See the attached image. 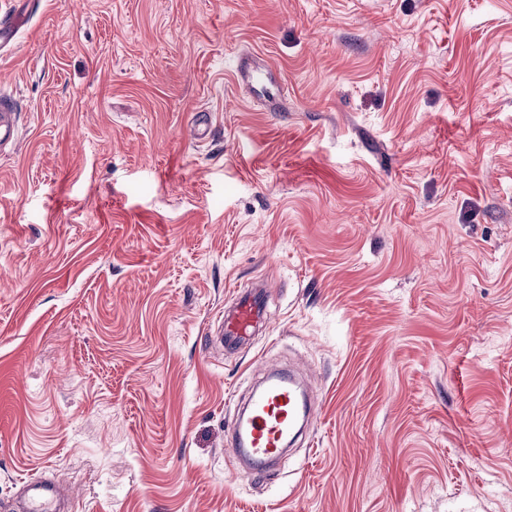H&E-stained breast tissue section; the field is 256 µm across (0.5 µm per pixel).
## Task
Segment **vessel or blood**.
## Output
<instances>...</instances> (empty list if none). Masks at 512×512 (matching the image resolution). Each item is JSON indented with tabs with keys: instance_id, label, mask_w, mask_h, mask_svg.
Instances as JSON below:
<instances>
[{
	"instance_id": "obj_1",
	"label": "vessel or blood",
	"mask_w": 512,
	"mask_h": 512,
	"mask_svg": "<svg viewBox=\"0 0 512 512\" xmlns=\"http://www.w3.org/2000/svg\"><path fill=\"white\" fill-rule=\"evenodd\" d=\"M259 310L257 298L242 299L234 316L223 324L226 339L237 341L250 335ZM248 406L247 420L234 424L229 443L238 460L251 462L253 473L265 474L293 429L312 413L314 402L295 381L273 375L252 393ZM58 494L59 486L52 480L22 482L17 512H56Z\"/></svg>"
}]
</instances>
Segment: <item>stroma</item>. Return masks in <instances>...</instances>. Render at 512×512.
<instances>
[{"label":"stroma","instance_id":"obj_1","mask_svg":"<svg viewBox=\"0 0 512 512\" xmlns=\"http://www.w3.org/2000/svg\"><path fill=\"white\" fill-rule=\"evenodd\" d=\"M12 12L0 506L53 475L72 512H512V0ZM274 365L321 411L261 480L227 441ZM260 306L256 297H246L242 299L237 307L234 316L222 323L221 327L228 341H237L250 335Z\"/></svg>","mask_w":512,"mask_h":512}]
</instances>
